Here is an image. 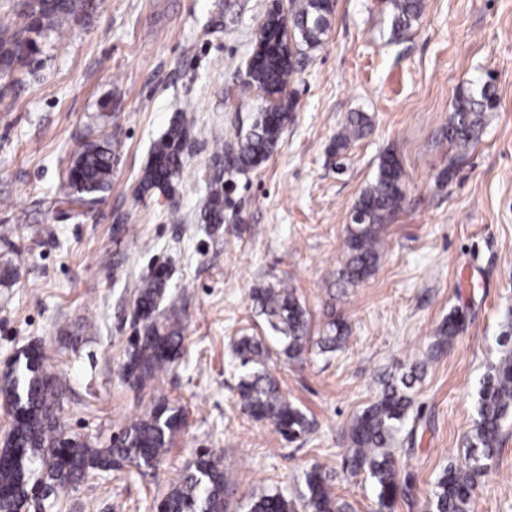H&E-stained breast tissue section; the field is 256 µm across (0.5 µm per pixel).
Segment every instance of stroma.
I'll return each mask as SVG.
<instances>
[{
    "label": "stroma",
    "instance_id": "35a3bbf8",
    "mask_svg": "<svg viewBox=\"0 0 512 512\" xmlns=\"http://www.w3.org/2000/svg\"><path fill=\"white\" fill-rule=\"evenodd\" d=\"M273 0H96L65 38H45L28 66L0 78V377L17 353L40 345L63 386L68 432L109 443L157 398L186 426L154 475L107 472L67 490L63 512H148L154 496L196 457L223 449L232 483L224 512L280 487L297 497L319 466L348 512H376L367 474L341 470L349 425L379 380L422 362L409 421L393 447L404 488L395 512H425L434 482L461 464L476 392L497 361L495 338L512 316V0H424L400 38L386 0H335L321 45L305 50L291 87L298 104L278 146L257 168L225 172L224 223H199L214 173L211 133H235L263 107L240 82ZM494 77L497 108L478 140L442 132L459 89ZM371 130L340 152L347 117ZM189 123L188 165L173 198L135 197L150 146L178 117ZM115 137L112 185L89 206L62 202L72 156ZM403 173L402 207L385 224L378 269L358 286L336 284L345 230L380 159ZM177 206L182 223L165 218ZM170 270L163 308L182 314L184 355L151 387L121 376L135 334L136 286L156 262ZM288 281L319 335L328 311L350 325L343 349L305 361L272 357L281 391L311 428L284 441L243 414L232 340L263 334L250 292ZM451 346L432 344L453 312ZM470 512H512V417L480 479Z\"/></svg>",
    "mask_w": 512,
    "mask_h": 512
}]
</instances>
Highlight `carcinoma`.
<instances>
[{"instance_id": "obj_1", "label": "carcinoma", "mask_w": 512, "mask_h": 512, "mask_svg": "<svg viewBox=\"0 0 512 512\" xmlns=\"http://www.w3.org/2000/svg\"><path fill=\"white\" fill-rule=\"evenodd\" d=\"M390 36L399 38L423 10V0H389ZM86 7V0H23L10 26L0 27V75L40 53V41L48 35L63 36L71 22ZM332 0H290V13L281 7L269 11L259 29L262 57L251 64L245 86L262 92L266 106L249 129L235 135L234 142L215 133L213 159L233 155L238 171L258 167L278 145L282 126L296 106L287 88L298 73L297 56L305 48L322 43L332 13ZM495 89L480 81L457 92L456 105L448 116L445 138L465 148L477 138L484 114L497 108ZM368 118L354 112L347 117L336 138V150L364 135ZM188 128L176 119L157 139L138 181L135 194L154 190L170 196L187 163ZM112 143H86L73 157L63 181L82 205H92L106 192L112 179ZM402 170L395 158L385 155L378 172L360 194L353 219L347 225L344 260L338 269V286H355L373 276L379 266L384 225L401 207ZM201 219L206 224L224 223V176L210 184ZM169 274L151 273L137 286L134 311L143 314L138 336L126 353L125 378L143 389L167 371L182 356L181 321L172 310L158 318L156 311L168 287ZM267 336L245 334L234 341L239 360L238 403L247 416L268 420L290 442L309 429L305 413L280 391L268 369L271 347L290 360H301L308 349L309 318L294 289L285 282L255 288L250 294ZM462 316L454 313L439 330L432 348L442 351L459 332ZM349 325L332 310L323 335L316 341L321 353H333L349 336ZM500 347L497 362L489 367L477 389L476 417L466 440L465 463L450 465L440 473L428 501L429 512H469L473 492L485 475L499 444L502 422L512 415V327L496 337ZM424 365L415 364L382 380L376 400L350 424L351 452L346 459L347 479L365 472L372 480L378 512H394L402 486L392 448L405 429L413 406L412 391L421 379ZM62 385L47 370L45 353L37 344L23 348L9 365L0 386V407L12 417V427L0 442V512H28L37 501L56 494V489L75 487L102 472L125 467L154 469L167 455L176 433L185 424L182 409L165 400L155 402L145 416L133 420L109 444L100 446L73 436L57 416ZM224 454L206 449L178 475L169 491L154 498L151 509L164 512H224V492L229 484L222 461ZM300 500L304 512H336V502L325 475L316 467L303 472ZM247 512H297L296 502L277 490L254 497Z\"/></svg>"}]
</instances>
